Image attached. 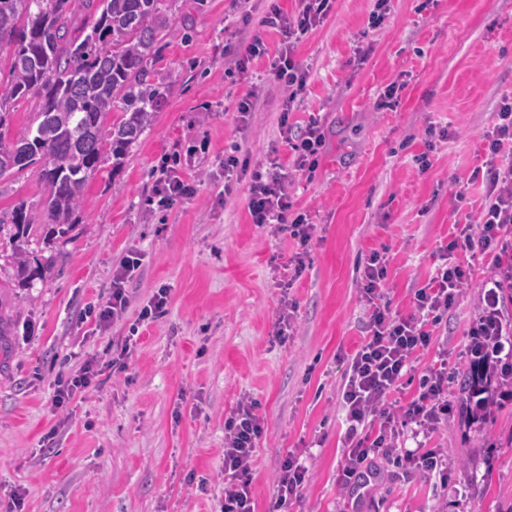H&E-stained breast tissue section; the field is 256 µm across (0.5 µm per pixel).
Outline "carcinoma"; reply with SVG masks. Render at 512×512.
I'll list each match as a JSON object with an SVG mask.
<instances>
[{"label": "carcinoma", "mask_w": 512, "mask_h": 512, "mask_svg": "<svg viewBox=\"0 0 512 512\" xmlns=\"http://www.w3.org/2000/svg\"><path fill=\"white\" fill-rule=\"evenodd\" d=\"M168 0H0V180L33 161L42 163L47 193L43 223L27 203L0 213V238L8 239L18 286L52 271L49 257L31 266L32 238L64 243L81 224L87 183L107 160L117 171L151 125L162 92L150 83L158 44L173 34ZM83 37L70 39L77 12ZM21 99L37 112L26 133L7 137L8 118ZM121 113L107 124L108 117ZM476 393L468 369L460 376L458 401L467 415Z\"/></svg>", "instance_id": "carcinoma-1"}]
</instances>
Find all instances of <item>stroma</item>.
<instances>
[{
    "label": "stroma",
    "instance_id": "stroma-1",
    "mask_svg": "<svg viewBox=\"0 0 512 512\" xmlns=\"http://www.w3.org/2000/svg\"><path fill=\"white\" fill-rule=\"evenodd\" d=\"M275 4L291 13L297 0H170L176 33L152 67L163 94L153 122L119 170L104 167L89 181L77 236L57 246L54 274L18 287L11 246L0 245V311L12 317L9 348L0 349V512L15 492L22 512H221L224 421L244 396L257 401L264 429L251 470L254 512H268L290 454L309 469L290 512H512V384L498 374L471 421L450 412L425 442L447 453L446 481L400 479L391 459L368 488L338 485L339 395L370 313L360 268L380 252L391 308L409 313L455 221L480 209L483 188L468 178L512 95V0H391L377 28L368 25L372 0H335L298 45L309 77L292 104L266 78L282 46L261 24ZM257 35L266 57L238 69ZM394 81L403 85L398 105L375 110ZM253 89L259 107L240 121L237 104ZM284 116L295 125L318 119L325 134L315 167L293 173L288 187L314 226L299 275L295 240L248 212L253 172L273 158L292 164ZM430 124L448 131L431 148ZM230 152L241 166L228 180ZM424 153L426 170L417 162ZM165 163L197 188L167 209L153 196ZM45 194L32 164L0 181V211ZM132 252L141 264L126 284L127 313L98 324L92 310ZM456 258L471 264V284L415 360L400 402L416 394L439 349L449 375L467 368L461 353L490 266L465 252ZM161 287L165 314L140 323ZM286 299L296 305L294 326L279 341L272 332ZM126 343V370L113 375L109 363ZM89 363L99 385L55 408L59 380Z\"/></svg>",
    "mask_w": 512,
    "mask_h": 512
}]
</instances>
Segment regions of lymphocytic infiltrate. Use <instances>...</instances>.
I'll return each mask as SVG.
<instances>
[{
	"instance_id": "lymphocytic-infiltrate-1",
	"label": "lymphocytic infiltrate",
	"mask_w": 512,
	"mask_h": 512,
	"mask_svg": "<svg viewBox=\"0 0 512 512\" xmlns=\"http://www.w3.org/2000/svg\"><path fill=\"white\" fill-rule=\"evenodd\" d=\"M332 0H299L295 14L272 7L264 25L279 29L283 46L272 60L268 77L288 89L289 100L307 85L308 72L295 56L300 38L324 22ZM281 135L293 152L296 169L312 168L325 144L317 120L302 128L282 124ZM487 158L484 171H473L472 180L485 186V202L477 218H463L462 227L441 248L442 263L435 276L413 297V313H393L383 301L385 260L372 253L361 275V293L371 309L366 337L347 364L341 407L345 413V444L342 479L361 486L366 476L378 475L376 460L398 455L404 474L423 473L446 477L448 461L432 449L398 451L399 438L430 437L451 409L448 401V352L422 377L419 393L405 404L390 397L403 386V379L416 355L428 350L434 329L448 310L464 295L470 282L468 266L454 261L456 251H469L492 259L493 272L483 283L478 316L469 329L463 352L468 362L491 368L503 358L512 359V324L504 323L499 304L512 288V97H503L486 134ZM288 172L277 160L252 175L248 211L252 223L270 224L288 231L301 250L292 261L302 273L314 227L305 213L294 210L288 195ZM255 401L241 400L224 423V512H253L250 471L252 457L263 432ZM308 469L295 456H288L274 482L272 512H286L299 498Z\"/></svg>"
}]
</instances>
